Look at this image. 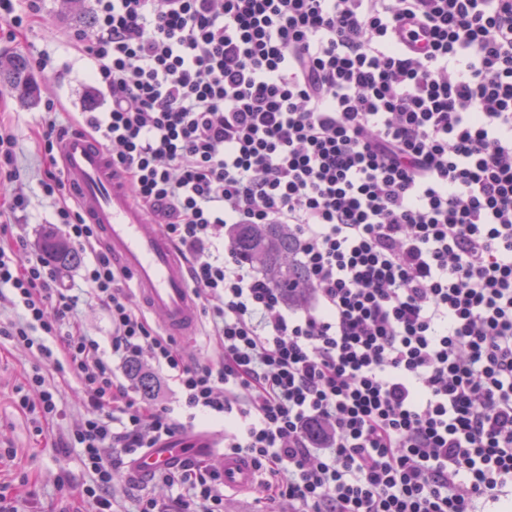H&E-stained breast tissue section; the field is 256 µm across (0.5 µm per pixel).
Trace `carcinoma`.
<instances>
[{
    "mask_svg": "<svg viewBox=\"0 0 512 512\" xmlns=\"http://www.w3.org/2000/svg\"><path fill=\"white\" fill-rule=\"evenodd\" d=\"M7 84L22 96L29 98L35 88L28 75V63L23 57L14 58L8 67L0 68V84ZM232 246L239 261L256 268L274 288L280 289L287 304L300 305L306 299L303 286L305 268L295 260L298 242L284 224H236L232 231ZM44 249L56 260L72 259L66 244L49 234L43 240ZM131 376L138 380L144 394L153 391V380L132 362Z\"/></svg>",
    "mask_w": 512,
    "mask_h": 512,
    "instance_id": "carcinoma-1",
    "label": "carcinoma"
}]
</instances>
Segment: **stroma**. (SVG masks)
I'll return each instance as SVG.
<instances>
[{
    "label": "stroma",
    "mask_w": 512,
    "mask_h": 512,
    "mask_svg": "<svg viewBox=\"0 0 512 512\" xmlns=\"http://www.w3.org/2000/svg\"><path fill=\"white\" fill-rule=\"evenodd\" d=\"M93 7V0H48L42 20L22 29L16 39L0 38V58H29L42 51L52 60L50 72L30 71L35 99L10 89L0 95V124L12 127L19 138L18 166L31 200L25 222L34 240L52 230L56 220L39 187L46 164L41 147L44 104L50 99L62 104L56 116L61 126L94 105L88 93L91 62L65 40L66 32L77 25L92 26ZM33 365L24 347L0 343V483L12 489L23 512H75L76 490L89 477L78 449L65 447L64 441L80 425L87 398L74 379L50 376L58 415L48 423L38 422L35 414L19 406L17 394ZM62 474L67 477L63 484L58 481Z\"/></svg>",
    "instance_id": "stroma-1"
}]
</instances>
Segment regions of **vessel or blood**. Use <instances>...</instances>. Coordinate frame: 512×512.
Returning a JSON list of instances; mask_svg holds the SVG:
<instances>
[{"mask_svg":"<svg viewBox=\"0 0 512 512\" xmlns=\"http://www.w3.org/2000/svg\"><path fill=\"white\" fill-rule=\"evenodd\" d=\"M59 157L84 222L97 226L113 261L130 272L140 304L167 335L193 340L200 329V303L190 286L189 264L135 202L110 154L82 131L70 129L59 141ZM191 451L218 462L226 491L258 488V473L250 460L225 454L218 438L196 437L188 445L179 439L162 441L139 455L136 470L151 475Z\"/></svg>","mask_w":512,"mask_h":512,"instance_id":"1","label":"vessel or blood"}]
</instances>
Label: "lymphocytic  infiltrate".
I'll return each mask as SVG.
<instances>
[{
    "label": "lymphocytic infiltrate",
    "instance_id": "f902f5d3",
    "mask_svg": "<svg viewBox=\"0 0 512 512\" xmlns=\"http://www.w3.org/2000/svg\"><path fill=\"white\" fill-rule=\"evenodd\" d=\"M71 42L108 97L83 125L190 265L223 356L188 364L129 292L72 204L46 102L40 179L78 295L28 244L20 191L0 198V340L36 358L19 403L53 419L48 382L87 396L66 445L82 512H112L125 461L181 428L116 372L150 354L224 449L262 472L281 512H501L512 507V0H94ZM231 224H284L305 307L218 244ZM134 512H224L218 465L157 473ZM81 299L79 310L85 331L97 337L102 349L109 350L112 327L107 312L91 300L86 302L85 296Z\"/></svg>",
    "mask_w": 512,
    "mask_h": 512
}]
</instances>
